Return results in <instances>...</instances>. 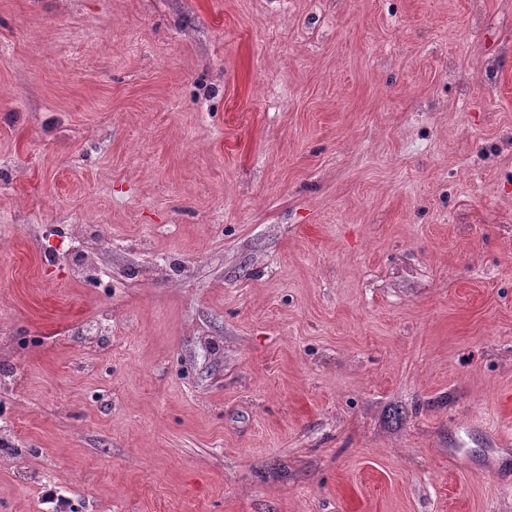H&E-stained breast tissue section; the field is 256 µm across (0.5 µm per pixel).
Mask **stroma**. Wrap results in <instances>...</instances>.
I'll return each mask as SVG.
<instances>
[{
  "instance_id": "1",
  "label": "stroma",
  "mask_w": 512,
  "mask_h": 512,
  "mask_svg": "<svg viewBox=\"0 0 512 512\" xmlns=\"http://www.w3.org/2000/svg\"><path fill=\"white\" fill-rule=\"evenodd\" d=\"M0 439V512H512V0H0Z\"/></svg>"
}]
</instances>
